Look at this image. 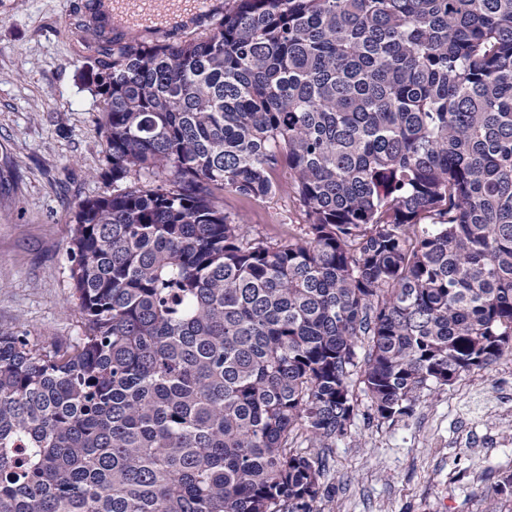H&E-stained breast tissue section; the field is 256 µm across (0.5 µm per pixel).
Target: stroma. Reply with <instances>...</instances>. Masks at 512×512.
I'll return each instance as SVG.
<instances>
[{
	"mask_svg": "<svg viewBox=\"0 0 512 512\" xmlns=\"http://www.w3.org/2000/svg\"><path fill=\"white\" fill-rule=\"evenodd\" d=\"M89 0H0V332L40 346L82 333L69 298L78 202L107 186L99 96L80 78L100 45ZM250 232L301 223L292 194L224 198ZM354 423L330 448L318 512H512L496 483L512 473V355L422 390L409 415L377 418L356 392Z\"/></svg>",
	"mask_w": 512,
	"mask_h": 512,
	"instance_id": "1",
	"label": "stroma"
}]
</instances>
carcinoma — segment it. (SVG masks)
<instances>
[{"label":"carcinoma","mask_w":512,"mask_h":512,"mask_svg":"<svg viewBox=\"0 0 512 512\" xmlns=\"http://www.w3.org/2000/svg\"><path fill=\"white\" fill-rule=\"evenodd\" d=\"M80 77L82 336L0 333V512H316L360 383L382 419L512 352V0H230ZM288 190L272 243L224 193Z\"/></svg>","instance_id":"carcinoma-1"}]
</instances>
